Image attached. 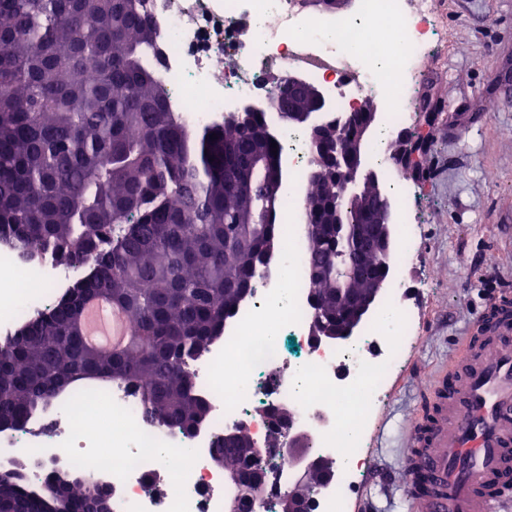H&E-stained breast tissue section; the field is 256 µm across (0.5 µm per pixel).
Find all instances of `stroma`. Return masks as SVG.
<instances>
[{"mask_svg":"<svg viewBox=\"0 0 512 512\" xmlns=\"http://www.w3.org/2000/svg\"><path fill=\"white\" fill-rule=\"evenodd\" d=\"M445 32L419 64L420 93L439 106L427 126L423 173L408 182L419 233L400 301L415 317L402 368L382 398L369 438V471L352 512H413L406 482L412 432L441 372L476 318L512 290V0H437Z\"/></svg>","mask_w":512,"mask_h":512,"instance_id":"stroma-1","label":"stroma"}]
</instances>
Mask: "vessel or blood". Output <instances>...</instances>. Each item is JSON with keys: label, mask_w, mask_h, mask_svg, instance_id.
Returning <instances> with one entry per match:
<instances>
[{"label": "vessel or blood", "mask_w": 512, "mask_h": 512, "mask_svg": "<svg viewBox=\"0 0 512 512\" xmlns=\"http://www.w3.org/2000/svg\"><path fill=\"white\" fill-rule=\"evenodd\" d=\"M448 369L453 385L414 426L407 483L417 512H495L512 494V297L480 316Z\"/></svg>", "instance_id": "1"}]
</instances>
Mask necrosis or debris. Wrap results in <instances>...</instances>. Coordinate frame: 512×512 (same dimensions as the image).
Masks as SVG:
<instances>
[{"label":"necrosis or debris","mask_w":512,"mask_h":512,"mask_svg":"<svg viewBox=\"0 0 512 512\" xmlns=\"http://www.w3.org/2000/svg\"><path fill=\"white\" fill-rule=\"evenodd\" d=\"M144 2L159 27L156 65L169 84L168 107L193 128L223 126L225 113L242 102L269 97L267 75L275 70L327 86L336 112L373 99L385 132L402 133L412 121L416 62L440 38L431 25L434 0H358L348 19L302 13L297 0ZM279 142L288 154L287 194L274 230L287 249L271 256L223 333L192 364L207 423L189 437L148 425L137 396L116 381L68 395L47 420L0 433V458L53 450L87 480L111 482L115 512H233L237 489L213 463L214 440L241 428L265 449L275 410L289 407L293 431L308 434L312 453L337 464L313 512H349L350 491L368 466V432L413 332L398 287L413 251L417 202L405 181L389 177L398 187L389 286L356 336L341 345L315 343L300 222L309 134L285 130ZM75 276L49 257L1 244L0 337L49 307Z\"/></svg>","instance_id":"necrosis-or-debris-1"}]
</instances>
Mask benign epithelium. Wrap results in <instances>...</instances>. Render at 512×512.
Masks as SVG:
<instances>
[{
    "instance_id": "1",
    "label": "benign epithelium",
    "mask_w": 512,
    "mask_h": 512,
    "mask_svg": "<svg viewBox=\"0 0 512 512\" xmlns=\"http://www.w3.org/2000/svg\"><path fill=\"white\" fill-rule=\"evenodd\" d=\"M303 91L313 97V106L308 109L291 104ZM278 95V118L310 133V167L314 168L315 174L325 173L336 182L335 202L314 199L305 204L308 240L319 237L340 246L333 268L336 314L326 313L327 299L311 295L310 334L319 343H344L355 335L362 320L374 311L377 299L381 297V288L377 285L362 290L352 288L350 284L360 279L371 259L379 262L382 268L390 269L393 249L392 211L386 186L380 173L370 166L365 152L371 132L378 123V112L373 103L365 99L356 103L350 112L333 114L329 90L311 84L299 75L288 76L278 89ZM428 147L429 137L424 132L400 140L391 151L393 165L404 173L416 172ZM284 164L285 158L278 154L263 162V166L252 167L242 174L241 190L252 188L256 177H261V203L252 215L251 223H267L278 199ZM224 439L241 456L258 454L243 430L226 431ZM305 442L304 434L288 433V466L298 474L288 487V512H311L317 490L334 475L333 461L327 457L307 456ZM227 478L245 494V498L238 500V507L257 503L256 493L262 488L264 477L254 478L240 469H229Z\"/></svg>"
}]
</instances>
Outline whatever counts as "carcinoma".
Wrapping results in <instances>:
<instances>
[{"label":"carcinoma","mask_w":512,"mask_h":512,"mask_svg":"<svg viewBox=\"0 0 512 512\" xmlns=\"http://www.w3.org/2000/svg\"><path fill=\"white\" fill-rule=\"evenodd\" d=\"M139 0H0V239L83 276L0 342V420L23 426L75 389L120 380L145 421L191 434L208 419L189 364L253 288L244 237L257 199L237 182L272 154L263 116L248 130L193 129L167 111ZM216 139H210V135ZM312 265L336 251L311 244ZM97 297L129 325L92 348L76 325ZM7 512H94L109 495L77 470L5 466Z\"/></svg>","instance_id":"1"}]
</instances>
